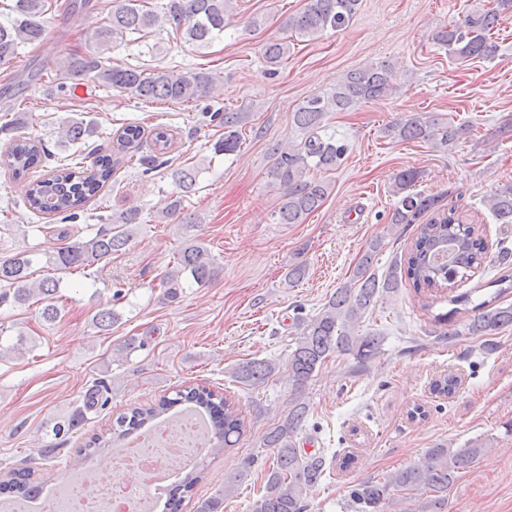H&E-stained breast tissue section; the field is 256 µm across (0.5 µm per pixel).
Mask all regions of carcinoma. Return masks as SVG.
Returning a JSON list of instances; mask_svg holds the SVG:
<instances>
[{"label":"carcinoma","mask_w":512,"mask_h":512,"mask_svg":"<svg viewBox=\"0 0 512 512\" xmlns=\"http://www.w3.org/2000/svg\"><path fill=\"white\" fill-rule=\"evenodd\" d=\"M360 0H307L303 10L285 18L283 27L297 40L313 41L328 29L346 27L356 15ZM51 8L47 0H12L13 17L0 22V65L6 68L15 62L20 50L40 44L46 34V15ZM512 10V0H495L494 6L482 12L470 13L436 32L435 42L455 60L489 59L497 46L492 39L501 14ZM233 11L232 0H112L107 21L93 33L94 48L57 62L58 88L65 92L70 85L92 80L134 98L162 100L172 103L192 102L199 106L207 102L221 84V76L211 72H173L167 69L145 72L138 68L112 65L105 54L122 44L126 37L140 32L170 29L184 42L205 47L224 34V20ZM288 55V42L270 40L262 47V57L269 73L277 72ZM395 92L389 66L371 64L346 74L333 89L306 97L293 113L294 125L304 132L305 140L296 146L278 145L271 148L272 162L266 175L269 184L282 191L277 210L278 224H301L307 215L318 209L326 199L330 185L312 179V170L336 169L345 147L320 135L331 112L350 110L358 104L386 98ZM212 117L224 125V138L214 144V153L229 155L237 151L241 131L249 113L215 111ZM94 133L92 123L71 120L59 131L60 141L77 146ZM469 133L464 124L444 123L431 112L412 113L385 128L387 137L397 141L422 140L446 151ZM146 139L138 124L122 127L109 153L97 154L91 162L83 161L56 168L28 183L25 203L34 210L49 215L75 217L91 201L97 200L115 167L137 160L147 169L156 168L158 156L168 153L173 141L166 128L152 134L156 156L146 160L138 156ZM46 148L39 140L25 136L12 139L4 160L15 178H24L42 162ZM179 189L168 199L163 217H174L183 210V197L196 185L197 171L180 168L173 172ZM421 178L417 170L399 172L392 193L399 197L390 216L392 225L415 224L417 236L404 262L394 266L384 281L370 273L373 256L380 241H373L360 259L352 279L336 289L318 313L298 316L294 321V347L288 354V379L294 388L304 385L321 365L335 354H348L359 363L371 359L382 343L376 333L357 331L364 314L373 309L378 299L393 293L406 280L420 294L422 290L454 289L457 278L482 264L487 243L475 224L463 221L457 209L440 205L438 196H421L412 187ZM489 207L500 224H512V182L505 183L489 199ZM141 223L136 211L104 218L95 234L73 241L47 257L45 264L55 271L72 272L106 264L112 255L121 252L131 242L135 226ZM195 221L181 224L186 235L184 247L174 257V266L166 273L163 284L168 288L179 284L184 274L197 284H205L218 274L210 251L195 234ZM34 253L18 251L0 260V304L11 302L28 305L36 300L43 303L41 317L53 322L60 317L56 303L59 280L54 277H33ZM123 299L115 291L112 303L99 308L92 317L96 327L107 331L119 320L116 305ZM478 314L467 324L473 336H492L498 330L512 326V304L502 307L483 301L475 306ZM278 368L273 361H247L237 364L231 376L235 381L253 386L264 381ZM459 379L448 374L435 381L433 392L452 397ZM193 403L209 410L213 420V450L217 453L236 444L243 432L244 419L234 401L206 387L187 386L174 391V396H162L155 402L133 407L119 414L108 438L94 435L85 446L92 455L111 444L140 431L173 407ZM99 404V390L88 393L84 408H78L62 423L56 433L73 431L85 421V412ZM307 419V405L295 402L287 417L269 429L263 447L274 456L267 470L261 495L251 504L250 512H307L308 494L320 481L325 462L322 457L301 452L294 436ZM484 442H472L465 448H450L440 444L427 451L417 464L397 469L378 481L355 485L349 494L347 507L351 512H387L395 504L397 492L427 496L425 512H447L448 488L457 475L486 454ZM201 471L187 472L173 485L166 500V512H181L182 501L201 481ZM17 494L20 499L34 500L43 490L38 482L14 477L0 481V491ZM234 492L232 483L201 503L197 512H224V499Z\"/></svg>","instance_id":"cac0c4a2"}]
</instances>
